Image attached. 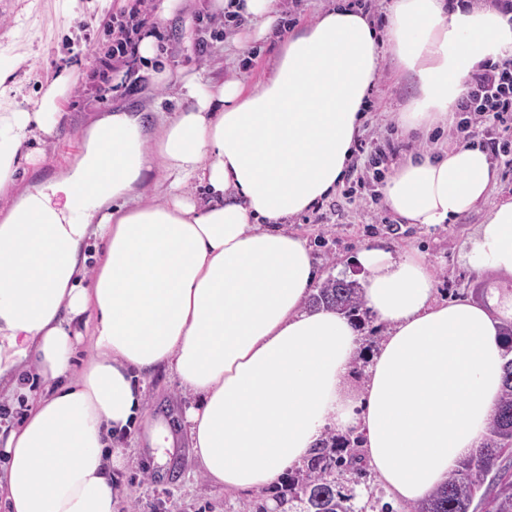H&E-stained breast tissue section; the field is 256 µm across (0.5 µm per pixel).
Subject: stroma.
<instances>
[{
    "instance_id": "stroma-1",
    "label": "stroma",
    "mask_w": 512,
    "mask_h": 512,
    "mask_svg": "<svg viewBox=\"0 0 512 512\" xmlns=\"http://www.w3.org/2000/svg\"><path fill=\"white\" fill-rule=\"evenodd\" d=\"M154 3L146 26L155 31L162 48L160 60L171 72L167 84L157 82L151 69L131 57L116 62L108 78L96 71L94 51L111 45L113 21L128 14L135 0H0V51L21 57L15 78L22 95L39 101L61 73L73 76L58 100L61 116L52 136L29 140L23 148L31 160L18 173L21 186L37 187L39 174L52 179L67 170L83 152L85 131L99 116L117 109L138 111L146 131H155L177 109L182 78L195 76L204 83L235 79L249 87L272 72L279 47L251 39L248 19L226 24L211 11L209 0H175L163 18L157 11L163 0ZM413 95L412 86L395 74L392 64H385L356 144L352 173L337 193L289 224L308 240L326 276L339 272L362 280L355 257L368 245L393 252L417 248L434 265L439 298H483L496 278L470 269L466 243L490 203L512 196V166L505 157H496L498 178L488 202L456 223L431 229L399 223L375 193L393 163L422 147L397 121ZM378 152L385 155L383 163L368 166V157ZM145 395L148 416L179 423L186 400L170 375L153 377ZM120 445L126 450L125 462L112 472L124 490L117 512H243L256 498L255 493H229L205 480L188 441L161 458L136 430Z\"/></svg>"
}]
</instances>
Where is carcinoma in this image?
<instances>
[{
  "instance_id": "cac0c4a2",
  "label": "carcinoma",
  "mask_w": 512,
  "mask_h": 512,
  "mask_svg": "<svg viewBox=\"0 0 512 512\" xmlns=\"http://www.w3.org/2000/svg\"><path fill=\"white\" fill-rule=\"evenodd\" d=\"M308 305L335 309L364 324L361 286L355 280L329 278L313 293ZM360 437L320 440L303 468L288 476L275 499L279 512H359L356 495L340 477L350 474L361 483L369 476L359 453ZM512 512V358L503 365L499 403L487 437L431 494L411 512Z\"/></svg>"
}]
</instances>
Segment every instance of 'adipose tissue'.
<instances>
[{
    "mask_svg": "<svg viewBox=\"0 0 512 512\" xmlns=\"http://www.w3.org/2000/svg\"><path fill=\"white\" fill-rule=\"evenodd\" d=\"M231 9L257 38L280 17L279 0ZM504 56L512 17L489 6L391 0L381 29L334 7L287 34L272 76L254 87L188 79L183 105L151 135L131 112L98 118L74 171L35 192L16 188L22 149L51 135L72 78L20 101L17 64L1 58L0 393L25 408L21 424L0 425L10 512H114L115 437L139 424L158 452L176 444L166 423L144 418L145 382L161 370L193 397L183 427L217 487H274L327 432H353L395 502L425 498L487 432L512 293L440 302L424 253L363 248V303L385 334L358 378L362 338L343 315L306 308L319 271L285 222L343 180L385 62L415 89L398 122L429 140L453 122L473 73ZM159 163L172 177L164 200H143ZM87 175L102 187L74 222ZM191 179L206 203L186 190ZM496 180L471 144L407 156L379 192L405 223L430 228L485 202ZM91 236L106 244L92 271L82 251ZM466 258L512 278V199L490 206ZM79 346L88 358L78 368Z\"/></svg>",
    "mask_w": 512,
    "mask_h": 512,
    "instance_id": "adipose-tissue-1",
    "label": "adipose tissue"
}]
</instances>
